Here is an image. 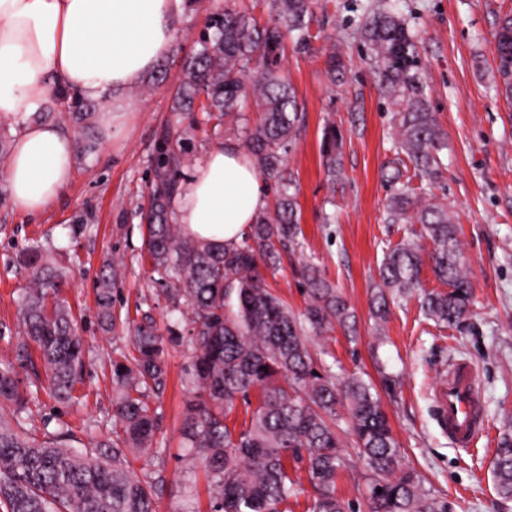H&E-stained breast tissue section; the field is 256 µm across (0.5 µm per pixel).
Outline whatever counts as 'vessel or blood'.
<instances>
[{
	"mask_svg": "<svg viewBox=\"0 0 512 512\" xmlns=\"http://www.w3.org/2000/svg\"><path fill=\"white\" fill-rule=\"evenodd\" d=\"M439 419L448 436L464 447L487 426L471 365L452 364L438 397Z\"/></svg>",
	"mask_w": 512,
	"mask_h": 512,
	"instance_id": "obj_1",
	"label": "vessel or blood"
}]
</instances>
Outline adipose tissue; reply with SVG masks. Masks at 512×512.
Returning <instances> with one entry per match:
<instances>
[{
  "label": "adipose tissue",
  "mask_w": 512,
  "mask_h": 512,
  "mask_svg": "<svg viewBox=\"0 0 512 512\" xmlns=\"http://www.w3.org/2000/svg\"><path fill=\"white\" fill-rule=\"evenodd\" d=\"M184 0H0V118L15 132L4 172L13 206L48 209L69 185L73 138L28 116L57 93L120 101L173 47ZM269 205L255 159L215 141L171 201L175 223L212 243L239 242Z\"/></svg>",
  "instance_id": "1"
}]
</instances>
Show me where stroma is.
Instances as JSON below:
<instances>
[{"label": "stroma", "mask_w": 512, "mask_h": 512, "mask_svg": "<svg viewBox=\"0 0 512 512\" xmlns=\"http://www.w3.org/2000/svg\"><path fill=\"white\" fill-rule=\"evenodd\" d=\"M374 0H319L311 21L312 48L287 43L280 67L297 91L303 120L288 153L304 234L301 253L285 256L266 281L294 312L306 298L303 261L318 264L345 294L357 316L356 335L311 336L318 356L337 377L358 374L374 383L396 439L425 485L456 504V512H512V501L498 496L493 478L495 448L512 432V108L500 93L495 38L512 0H388L420 36L419 52L431 109L448 136L442 175L433 192L444 198L459 226V240L471 270V314L459 325L441 328L427 320L417 297L395 300L383 332L370 315L385 246L419 238L417 224L384 221L389 187L381 168L393 158V102L379 94L369 54L351 35ZM215 0L184 9L174 48L164 60L166 82L128 89L129 111L113 114L123 126L116 140L99 142L92 153L75 152L71 182L44 213L29 215L9 201L0 175V322L16 325L29 273L22 253L38 244L52 250L67 269L62 295L72 308L85 346V369L78 402L62 404L48 396L30 407L33 426L64 422L78 438L87 430L112 431V362L131 355L125 336L102 331L97 319L96 280L106 263L119 262L124 277L115 308L140 319L150 314L160 328L176 327L180 340L166 345L168 387L161 401L159 447L165 455L134 461L139 476L162 473L158 512H183L182 427L192 392L186 370L193 350L189 326L149 278L140 259L142 236L137 210L147 198L155 149L163 138L185 137L191 174L211 143L200 130L182 131L170 112L182 79V62L197 49L196 39ZM339 50L342 75L329 79L326 59ZM335 122L343 135L341 179L330 180L320 155L324 127ZM334 223H325L326 215ZM466 360L477 373L488 428L468 448L457 447L440 427L436 396L449 365ZM396 375V392L386 391L383 373ZM336 430L349 458L337 480V494L367 512L366 469L350 435L347 416Z\"/></svg>", "instance_id": "stroma-1"}]
</instances>
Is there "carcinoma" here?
Here are the masks:
<instances>
[{
  "instance_id": "carcinoma-1",
  "label": "carcinoma",
  "mask_w": 512,
  "mask_h": 512,
  "mask_svg": "<svg viewBox=\"0 0 512 512\" xmlns=\"http://www.w3.org/2000/svg\"><path fill=\"white\" fill-rule=\"evenodd\" d=\"M316 0H268L269 20L255 19L230 5L210 12L197 43L183 62V79L171 112H193L213 123V132L237 136L255 158L260 174L274 181L275 200L231 246L199 241L172 223L170 203L182 187L184 154L166 140L157 149L148 206L140 209L142 251L151 279L173 308H187L194 353L189 374L194 396L186 405L183 438L189 448L184 497L196 498V468L206 472L210 512H288L280 509L298 493L289 463L301 464L315 495L310 512H355L336 494L347 468L336 431L338 409H347L351 435L367 472L368 512H455L447 497L425 487L406 462L380 399L360 377L336 378L313 355L308 333L327 335L339 327L356 331L345 296L311 261L301 278L306 305L297 315L272 289L264 271H276L281 251L302 247L295 179L286 154L299 132L300 105L280 70L286 42L310 45L309 22ZM367 46L378 90L399 106L393 121L395 158L385 171L392 192L385 206L388 224H419L425 250L411 238L387 248L379 267V288L371 300L377 323L388 315V300L413 294L424 262L448 291L422 295L427 319L451 327L470 314L471 281L448 206L432 193L441 173L446 136L429 105L416 36L406 19L383 3L369 7L356 28ZM496 70L502 95L512 103V13L496 33ZM256 113L250 119L249 113ZM72 116L82 149L96 148V112L83 100ZM343 136L326 125L322 155L331 176L341 174ZM22 263L30 270L20 299L23 337L15 362L0 366V512H157L164 490L160 476L141 478L135 455H160L155 447L160 402L167 385L164 336L152 318L131 324L116 314L113 293L119 267L98 282V316L105 331L128 333L132 358L112 362V435H74L61 425L29 426V405L38 399L41 377L57 401L75 395L84 371V347L73 315L60 298L65 272L53 254L31 247ZM40 355L43 373L19 390L16 365ZM258 392L249 422L228 424L235 401ZM498 495L512 500V437L504 435L493 466ZM382 492H376V489Z\"/></svg>"
}]
</instances>
